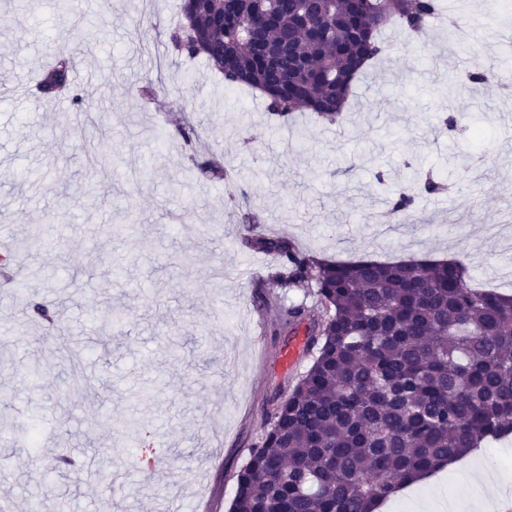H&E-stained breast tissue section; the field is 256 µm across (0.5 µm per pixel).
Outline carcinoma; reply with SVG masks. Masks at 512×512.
Wrapping results in <instances>:
<instances>
[{"instance_id":"1","label":"carcinoma","mask_w":512,"mask_h":512,"mask_svg":"<svg viewBox=\"0 0 512 512\" xmlns=\"http://www.w3.org/2000/svg\"><path fill=\"white\" fill-rule=\"evenodd\" d=\"M441 0H182L169 43L204 57L227 86L261 91L284 121L311 112L340 124L357 61L380 58V33L425 34ZM72 57L56 56L39 89L71 94ZM224 181L218 160L195 163ZM399 190L389 215L413 210ZM281 261L273 285L302 287L321 316L309 327L313 362L269 417L240 470L230 512H373L419 475L512 435V295L471 286L446 261L331 262L286 238L245 240ZM304 306L278 308L295 328Z\"/></svg>"}]
</instances>
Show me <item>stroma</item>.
Masks as SVG:
<instances>
[{
    "instance_id": "35a3bbf8",
    "label": "stroma",
    "mask_w": 512,
    "mask_h": 512,
    "mask_svg": "<svg viewBox=\"0 0 512 512\" xmlns=\"http://www.w3.org/2000/svg\"><path fill=\"white\" fill-rule=\"evenodd\" d=\"M179 2L76 0L64 10L58 0H0V225L16 245L32 226L62 229L54 250L15 257L19 284L0 280V495L15 512L34 502L42 512H228L270 413L312 360L304 328L282 327L259 306L257 284L279 260L245 247V206L260 215L259 234L321 258L452 250L477 287L498 285L512 266V238L494 233L512 212V90L463 89L458 72L440 67L449 21L472 27L487 15L473 27L481 64L512 71V0H443L445 21L420 42L386 29L389 54L359 76L337 126L305 116L281 124L257 92L230 91L204 59L177 56L167 32ZM146 17L157 29H140ZM62 50L77 74L98 71L94 85L71 82L95 104V125L79 127L67 100L38 91ZM157 56L163 69L143 68ZM157 80L155 102L130 95ZM451 109L479 137H448L440 119ZM184 128L207 156L243 171L246 200L189 176L197 155ZM415 168L447 190L418 194L403 223L387 221V199ZM105 224L128 230L91 239ZM31 300L57 309L61 328L37 323ZM76 370L88 382L74 389ZM63 445L75 464L58 470ZM479 454L393 503L424 512L425 499L445 497L474 512L493 495L483 471L512 488V446Z\"/></svg>"
}]
</instances>
